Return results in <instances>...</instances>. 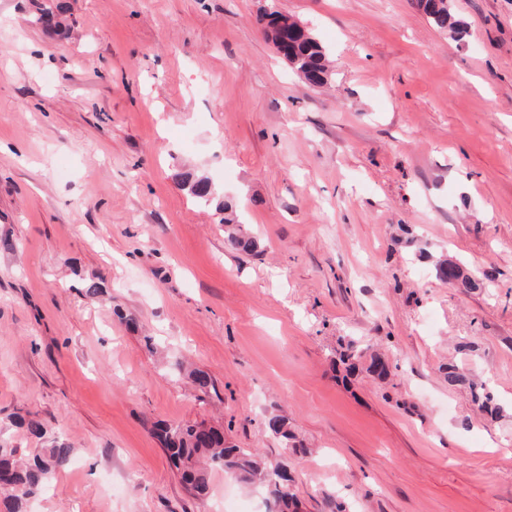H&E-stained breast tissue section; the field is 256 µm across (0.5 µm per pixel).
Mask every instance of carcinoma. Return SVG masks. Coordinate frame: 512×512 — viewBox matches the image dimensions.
<instances>
[{
  "label": "carcinoma",
  "mask_w": 512,
  "mask_h": 512,
  "mask_svg": "<svg viewBox=\"0 0 512 512\" xmlns=\"http://www.w3.org/2000/svg\"><path fill=\"white\" fill-rule=\"evenodd\" d=\"M412 4L437 29L453 36L464 33L463 25L453 13L449 0H412ZM32 6L29 19L32 25L45 31L62 28V16L67 11L65 0H33ZM279 15L280 11H274V16ZM282 20L288 37V51L284 59L307 84L318 87L327 83L331 71L325 47L309 28L298 21L285 15ZM181 177L197 201L209 203L214 199L215 189L209 178L196 177L190 172L181 174ZM225 234V247L244 253L254 251V239L241 228H229ZM435 272L438 280L458 288L476 289L480 285L479 280L453 261H440ZM333 362L343 367L349 375L365 372L381 380L389 379L397 369L388 358L370 353L352 340L339 343ZM446 374L448 386L469 389L472 401L482 411L492 417L502 412L485 385L470 378L462 368L450 364ZM190 376L200 392L199 399L206 400L213 389L210 375L195 369ZM267 427L285 447H297L295 434L286 418L272 416L267 421ZM155 432L173 466L181 472L182 480L195 494L206 495L209 471L221 468L246 483L264 487L272 497L277 512H299V502L290 489L288 472L246 449L227 444L224 433L219 430L206 428L202 424L163 421L155 425ZM71 454L72 448L68 444L55 439L51 447L44 449V454L22 462L17 459L16 449L0 444V492H6V496L0 500L3 512H25L28 501L47 488L55 471L69 463Z\"/></svg>",
  "instance_id": "obj_1"
}]
</instances>
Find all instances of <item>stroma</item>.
<instances>
[{"mask_svg": "<svg viewBox=\"0 0 512 512\" xmlns=\"http://www.w3.org/2000/svg\"><path fill=\"white\" fill-rule=\"evenodd\" d=\"M69 3L61 39L0 0V440L40 454L28 413L72 448L27 512H268L221 469L195 499L161 420L281 464L301 512H512V0H452L461 39L411 0H276L329 52L320 87L267 41L266 0ZM227 204L255 254L225 248ZM442 257L494 281L445 285ZM342 338L395 380L338 378ZM182 182L188 186L190 194L199 202L209 203L214 199L215 189L209 178L196 177L190 172L181 174ZM446 374L449 387L468 388L472 401L477 404L482 411L491 417H496L502 412V408L494 401L491 393L486 391L485 385L482 383L478 384L458 365L448 364Z\"/></svg>", "mask_w": 512, "mask_h": 512, "instance_id": "stroma-1", "label": "stroma"}]
</instances>
